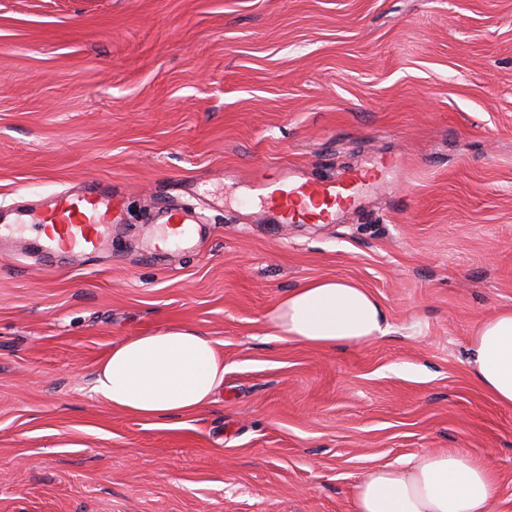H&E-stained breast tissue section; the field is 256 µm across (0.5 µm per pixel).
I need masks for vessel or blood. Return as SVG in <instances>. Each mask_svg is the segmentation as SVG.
Returning a JSON list of instances; mask_svg holds the SVG:
<instances>
[{"mask_svg":"<svg viewBox=\"0 0 512 512\" xmlns=\"http://www.w3.org/2000/svg\"><path fill=\"white\" fill-rule=\"evenodd\" d=\"M364 176L355 172L344 182L326 180L296 184L289 179L261 184L262 193L275 199L282 218L295 217L294 203L308 196L326 201L341 199L343 193L353 192ZM40 228L44 230L46 249L77 250L87 254L100 251L113 225L121 223L120 202L111 190L87 183L79 193L57 192L45 198L40 208ZM152 223L169 225L174 234L191 237L202 222L198 212L181 207H161L151 216Z\"/></svg>","mask_w":512,"mask_h":512,"instance_id":"vessel-or-blood-1","label":"vessel or blood"}]
</instances>
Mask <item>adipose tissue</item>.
Listing matches in <instances>:
<instances>
[{"instance_id":"adipose-tissue-1","label":"adipose tissue","mask_w":512,"mask_h":512,"mask_svg":"<svg viewBox=\"0 0 512 512\" xmlns=\"http://www.w3.org/2000/svg\"><path fill=\"white\" fill-rule=\"evenodd\" d=\"M272 334L317 349L373 343L389 332L387 310L370 290L335 277L306 280L270 313ZM475 383L512 406V308L477 325L468 347ZM224 386V356L196 327L174 323L114 345L97 368L93 390L112 409L157 425L208 407ZM499 489L488 460L452 448L377 465L358 480L352 512H495Z\"/></svg>"}]
</instances>
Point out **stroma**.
<instances>
[{
	"label": "stroma",
	"instance_id": "35a3bbf8",
	"mask_svg": "<svg viewBox=\"0 0 512 512\" xmlns=\"http://www.w3.org/2000/svg\"><path fill=\"white\" fill-rule=\"evenodd\" d=\"M375 168L332 224L255 189ZM96 180L124 199L92 256L47 251L37 209L0 239V512H352L373 465L463 448L512 512V407L471 378L512 307V0H0V210ZM204 214L159 249L145 213ZM333 276L391 332L317 350L277 300ZM167 323L224 352L180 427L92 392L114 344Z\"/></svg>",
	"mask_w": 512,
	"mask_h": 512
}]
</instances>
